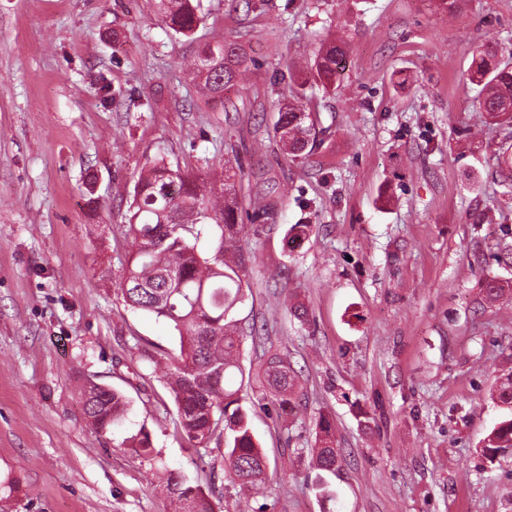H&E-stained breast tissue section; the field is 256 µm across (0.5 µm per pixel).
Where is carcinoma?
<instances>
[{
	"label": "carcinoma",
	"instance_id": "obj_1",
	"mask_svg": "<svg viewBox=\"0 0 512 512\" xmlns=\"http://www.w3.org/2000/svg\"><path fill=\"white\" fill-rule=\"evenodd\" d=\"M198 8L197 0H160L168 28L186 38L193 37L199 26ZM499 53L496 45L477 50L469 68L470 79L482 86L480 106L485 123L512 127V68L499 61ZM345 56L343 40H324L307 74L323 88H333ZM239 63L237 48L223 43L205 46L194 67L204 94L212 100L222 99L224 89L239 82ZM276 133L293 158L314 151L318 131L300 96L279 108ZM241 179L240 167L228 160L208 180L174 169L162 157L147 163L121 225L131 252L120 290L131 307L168 321L177 332L179 353L169 358L166 376L176 407V425L188 443L194 448L224 443L225 475L261 494L270 461L251 428L250 410L242 405L245 372L240 363V325L235 318L247 284L243 262L228 258L236 247L241 207L238 200L231 206L224 200V190L235 188ZM204 231L216 238V247L207 257L197 249ZM484 293L490 301L511 297L512 281L488 280ZM255 377L282 410L293 411L306 402L296 372L277 354L259 364ZM498 380L497 398L512 410V368L500 371ZM83 398L89 424L101 432L123 419L130 407L128 397L116 388L105 392L88 386ZM127 442L137 456H154L146 428H140ZM481 452L491 462L512 453V415L492 427ZM308 453L315 470L313 488L334 500L330 478L340 474L344 456L335 427L324 415ZM162 486L173 512H215L202 485L180 472L164 473Z\"/></svg>",
	"mask_w": 512,
	"mask_h": 512
}]
</instances>
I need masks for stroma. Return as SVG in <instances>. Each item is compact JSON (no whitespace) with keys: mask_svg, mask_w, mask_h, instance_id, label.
Wrapping results in <instances>:
<instances>
[{"mask_svg":"<svg viewBox=\"0 0 512 512\" xmlns=\"http://www.w3.org/2000/svg\"><path fill=\"white\" fill-rule=\"evenodd\" d=\"M192 39L154 0H0V480L10 512H169L156 475L214 483L217 512H512V455L480 452L508 411L492 400L512 366V195L491 178L512 128L485 124L468 67L478 45L512 49V0H200ZM348 54L335 93L307 84L321 142L287 157L274 130L319 40ZM233 43L243 83L202 96L199 49ZM114 99L102 104V83ZM206 175L244 169L237 252L242 365L253 346L287 357L307 397L252 416L270 458L263 497L211 478L224 449L189 447L164 364L172 326L132 310L120 230L156 157ZM267 207L255 219L259 207ZM312 233L288 248L286 229ZM303 305L305 319L294 318ZM124 391L125 419L88 425V381ZM347 464L337 501L309 457L320 415ZM147 429L150 463L126 438Z\"/></svg>","mask_w":512,"mask_h":512,"instance_id":"stroma-1","label":"stroma"}]
</instances>
